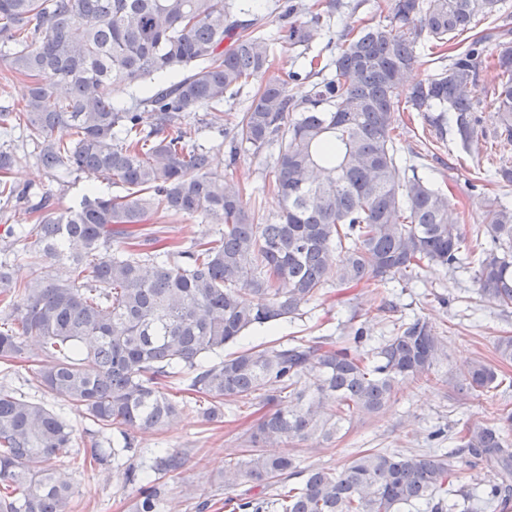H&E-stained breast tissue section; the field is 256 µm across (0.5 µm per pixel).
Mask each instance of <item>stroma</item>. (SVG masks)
I'll list each match as a JSON object with an SVG mask.
<instances>
[{"label":"stroma","mask_w":512,"mask_h":512,"mask_svg":"<svg viewBox=\"0 0 512 512\" xmlns=\"http://www.w3.org/2000/svg\"><path fill=\"white\" fill-rule=\"evenodd\" d=\"M311 2L260 0L256 14L272 43L273 70L304 71V58L283 39L288 28L285 10L291 3ZM344 2V9L332 18L330 26L322 28L320 38L313 44L314 51L322 55L321 76L325 79L334 73L332 62L345 27L389 20L384 0ZM478 118L483 135L466 147L450 135L438 139L420 113H398L396 133L402 178L416 175L447 187L468 236L486 247L490 241L483 235L484 218L491 200L512 205V186L492 176L495 168L512 166V140L497 135L492 108L483 107ZM189 123L200 127L198 142L208 150L213 171L239 177L249 205L266 217L277 215L280 202L268 189L273 179L271 153L245 152L236 166H229L230 139L224 135L221 123L215 121L213 109H199ZM9 140L20 156L10 180L27 196L8 202L0 199V250L13 247L10 230L35 224L37 215L32 207L42 194H49L52 209L63 213L79 204L89 186L81 174L57 181L38 163L32 145L24 141L19 129H11ZM417 317L427 319L438 335L444 336L447 358L428 376L402 383L383 412L355 421L334 445H296L293 452L302 465L336 469L348 463L356 452L370 448L429 454L443 445L442 439L435 438V431L450 437L463 425L491 421L493 409L512 412V387L491 404L460 389L463 372L478 357L495 366L499 374L512 377V362L501 360L494 348L497 337L512 335V309H501L480 295L470 263L452 271L429 266L414 281L349 290L326 287L324 296L305 308L303 315L249 333L235 348L240 351L262 342L279 344L291 338L310 340L317 336H329L340 343L353 326L363 328L366 336L377 340L390 335L394 323ZM37 363L34 357L16 361L8 374L0 373V385L44 402L72 426L73 444L55 462L56 470L75 489L71 512H133L137 489L128 483L127 469L132 465L148 469L164 449L180 453L185 464L175 477L163 478L161 512H225V499L238 498L246 490L252 496H260L262 489L257 483L241 480L227 486L220 480L228 458L244 447L246 431L254 421L245 408H226L223 421L208 423L198 404L187 402L168 426L137 434L131 452L92 469L76 467L73 459L89 451L94 428L67 400L42 396L32 386L31 371Z\"/></svg>","instance_id":"stroma-1"}]
</instances>
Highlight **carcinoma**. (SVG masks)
I'll return each mask as SVG.
<instances>
[{"label":"carcinoma","mask_w":512,"mask_h":512,"mask_svg":"<svg viewBox=\"0 0 512 512\" xmlns=\"http://www.w3.org/2000/svg\"><path fill=\"white\" fill-rule=\"evenodd\" d=\"M502 2L387 0L389 23L344 31L335 75L298 102L287 80L300 74L268 75L269 39L228 0H0V36L12 45L5 60L30 80L21 115L38 161L127 191L107 197L93 185L62 215L46 196L38 224L17 231L19 241L37 238L26 253L36 273L18 283L11 254L0 258V364L45 358L31 372L37 387L103 429L124 427L127 451L134 432L179 414L171 390L180 385L207 400V422L223 418L226 405L255 408L247 447L224 469V483L244 478L275 493L238 503L241 512H447L456 464L470 459L492 476L486 497L511 502L512 413L463 427L439 455L368 449L340 471L266 450L332 445L354 420L380 412L399 384L428 375L446 355L429 321L402 323L375 345L353 327L351 346L320 336L224 354L246 332L300 315L330 284L415 278L425 264L454 269L473 253L448 195L418 176L400 178L395 111L424 112L438 129L449 113L462 143L477 138L484 36H468L441 71L414 84L406 77L424 65L425 47L455 40ZM298 9L288 6V46L309 51L336 0L305 7V21ZM489 37L498 132L512 140V19L501 18ZM253 81L251 105L229 131V165L243 148L275 151L271 187L281 211L273 219L248 207L233 177L212 170L186 123ZM122 88L131 93L119 102ZM15 163L0 150L7 201L19 195L6 178ZM160 212L224 230L185 246L147 231ZM484 234L495 248L483 251L474 278L488 300L512 308V207L493 203ZM248 294L267 303L254 308ZM462 381L477 399L500 386L481 358ZM72 434L63 416L0 386V512H69L74 491L53 461ZM156 460L166 474L184 465L177 452ZM128 481L141 485L134 512H161L146 471L129 468Z\"/></svg>","instance_id":"1"}]
</instances>
